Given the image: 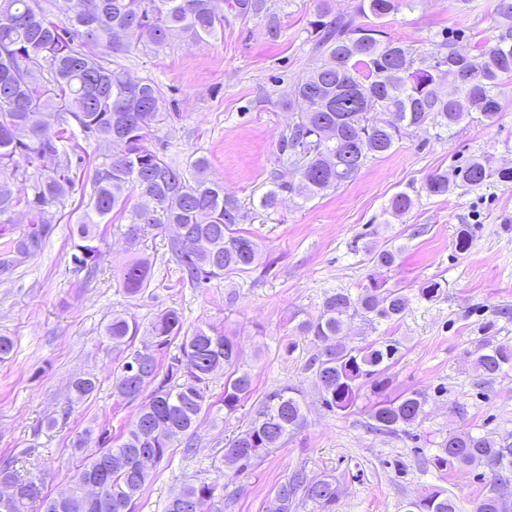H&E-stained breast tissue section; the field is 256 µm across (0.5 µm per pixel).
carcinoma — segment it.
Segmentation results:
<instances>
[{"mask_svg": "<svg viewBox=\"0 0 512 512\" xmlns=\"http://www.w3.org/2000/svg\"><path fill=\"white\" fill-rule=\"evenodd\" d=\"M240 16L262 18L268 37L276 40L281 24L269 0H225ZM327 0H320L314 18V48L328 62L314 67L288 94L293 119L279 135L278 162L292 177L272 173V188L259 199L264 211H276L287 197L313 199L354 180L372 160L390 153L411 129L426 125L451 129L463 120L496 125L502 114L500 88L512 83V0H499L498 12L508 23L494 43L479 54L445 39L431 53L434 66H416L411 48L392 40L382 20L397 13L404 0H357L353 15L326 20ZM224 29V16L215 0H70V10L55 20L45 0H0V224L12 223L15 207L27 208L31 219L16 235L2 234L0 268L13 271L38 256L54 232L46 215L65 206L74 191L73 168L82 164L64 143L78 127L87 139L103 147L92 181L90 202L75 233L80 266L99 265L101 252L93 245L97 227L113 213L125 215L123 236L132 250L150 229L172 225L179 235L167 241V252L195 288L235 272L252 271L260 247L240 225L251 211L224 185L205 177L208 160L197 157L186 169L167 159L157 132L168 122L162 111L164 93L151 79L131 77L114 58L143 47L155 49L176 34L203 40ZM453 85L442 92L443 82ZM58 130L47 133L49 121ZM512 181V169H495L489 158L477 156L453 173L430 174L422 190L445 196L458 187L480 186L491 178ZM151 202L130 204L131 193ZM414 205L406 192L397 193L389 209L403 215ZM473 230H457L455 248L468 251ZM151 266L134 259L123 269L124 292L135 297L150 285ZM354 295L345 290L325 293L319 314L301 321L296 331L314 347L308 366L314 371L322 400L332 410L353 407L369 384L380 396L369 410L370 429L384 434L406 431L424 414L418 392L388 398L382 364L398 352L393 343L350 346L345 324L360 317L371 324L400 319L409 297L400 288H387L376 275ZM183 322L167 310L150 322L147 339L136 343L140 325L120 314L104 325L103 333L118 352L112 372V396L125 400L143 397L137 415L111 445L107 428L90 425L70 438L73 454L82 456L76 474L64 483L67 490L32 494L29 488L42 471L20 474L13 457L0 459V485L15 495L0 512H30L41 502L42 512H82L73 507L79 495L78 478L103 482L102 507L89 512H134L149 480L148 464L158 465L175 444L190 454L202 415L215 406L235 414L253 391L251 374L237 367L239 347L212 327L199 326L182 334ZM181 337L180 355L162 367L159 354ZM512 364V348L481 347L474 368L492 377ZM224 376V393L212 400L211 387ZM93 373L71 379L67 403L72 406L97 391ZM305 424L301 402L293 388L267 393L255 406L244 430L224 446L221 463L238 454L240 473L278 449L283 439ZM98 434L101 447L88 452ZM433 464L439 470L483 464L492 472L512 468V438L495 440L470 431L453 433L438 445ZM216 480L200 478L170 497L165 512H223L224 496L214 492ZM336 484L310 479L298 470L275 490L269 512H290L292 504L316 512H330ZM477 512H501L499 498L489 490L475 503ZM406 512H457L455 500L443 490L407 503Z\"/></svg>", "mask_w": 512, "mask_h": 512, "instance_id": "carcinoma-1", "label": "carcinoma"}]
</instances>
